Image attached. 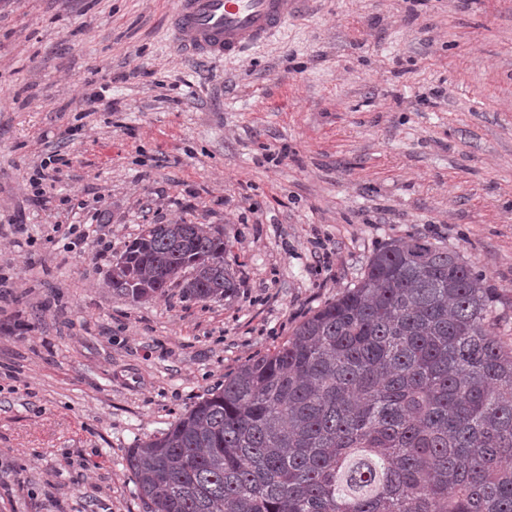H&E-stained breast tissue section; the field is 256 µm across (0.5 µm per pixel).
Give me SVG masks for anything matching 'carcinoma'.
<instances>
[{
    "instance_id": "obj_1",
    "label": "carcinoma",
    "mask_w": 512,
    "mask_h": 512,
    "mask_svg": "<svg viewBox=\"0 0 512 512\" xmlns=\"http://www.w3.org/2000/svg\"><path fill=\"white\" fill-rule=\"evenodd\" d=\"M224 235L144 224L112 260V294L237 288ZM493 292L414 235L158 435L127 449L149 512H512V347Z\"/></svg>"
}]
</instances>
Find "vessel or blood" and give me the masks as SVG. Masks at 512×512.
I'll return each instance as SVG.
<instances>
[{
	"label": "vessel or blood",
	"instance_id": "1",
	"mask_svg": "<svg viewBox=\"0 0 512 512\" xmlns=\"http://www.w3.org/2000/svg\"><path fill=\"white\" fill-rule=\"evenodd\" d=\"M309 0H175L169 28L190 54L231 58L264 43Z\"/></svg>",
	"mask_w": 512,
	"mask_h": 512
}]
</instances>
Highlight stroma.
Segmentation results:
<instances>
[{"instance_id": "1", "label": "stroma", "mask_w": 512, "mask_h": 512, "mask_svg": "<svg viewBox=\"0 0 512 512\" xmlns=\"http://www.w3.org/2000/svg\"><path fill=\"white\" fill-rule=\"evenodd\" d=\"M173 6L0 0V512H148L127 449L396 239L481 271L512 345V0H313L217 62L181 54ZM176 220L223 233L235 293L112 295L111 261Z\"/></svg>"}]
</instances>
